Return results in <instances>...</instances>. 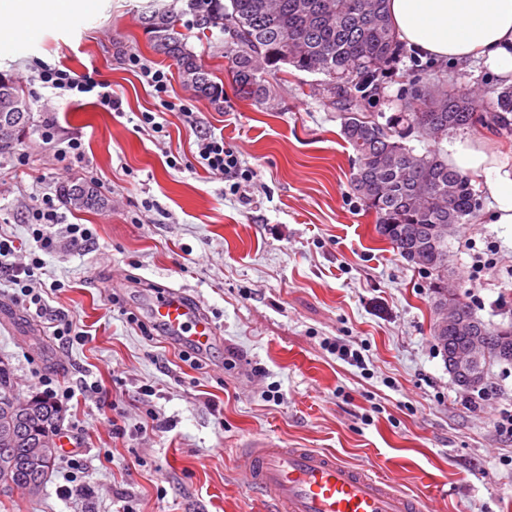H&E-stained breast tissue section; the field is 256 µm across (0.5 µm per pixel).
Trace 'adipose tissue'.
<instances>
[{
	"mask_svg": "<svg viewBox=\"0 0 512 512\" xmlns=\"http://www.w3.org/2000/svg\"><path fill=\"white\" fill-rule=\"evenodd\" d=\"M79 0H0V39L25 37L35 21L71 20ZM398 39L420 55L456 64L480 61L497 80L512 83V0H388ZM457 170H484L499 211L512 224V173L489 165L484 153L464 150L448 159Z\"/></svg>",
	"mask_w": 512,
	"mask_h": 512,
	"instance_id": "obj_1",
	"label": "adipose tissue"
}]
</instances>
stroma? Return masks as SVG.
<instances>
[{
    "instance_id": "35a3bbf8",
    "label": "stroma",
    "mask_w": 512,
    "mask_h": 512,
    "mask_svg": "<svg viewBox=\"0 0 512 512\" xmlns=\"http://www.w3.org/2000/svg\"><path fill=\"white\" fill-rule=\"evenodd\" d=\"M87 2L71 25L44 22L32 41L0 45V76L32 105L30 126L0 155V234L30 244L28 205L64 185L95 183L108 201L102 211L60 205L57 246L40 277L43 314L15 301L0 276V362L16 394H38L41 374L80 391L59 425L72 449L57 456L37 496L0 493V512H273L236 466L244 443L266 435L286 448L335 452L412 496L438 486L435 512H512V438L494 428L512 406V363L489 366L482 407H469L430 332L429 275L380 240L351 189L354 152L323 104L324 75L271 73L267 102L241 98L224 34H199L188 14V45L224 86L217 106L153 51L142 22L153 0ZM133 52L169 73L171 99L192 119L153 97L127 64ZM42 63L111 84L121 112L42 87ZM415 79L466 92L497 84L477 64L415 66L405 49L381 83L378 111L396 112ZM145 111L162 113L166 136L139 127ZM207 131L253 171L248 201L195 166ZM77 135L84 157L59 160ZM436 145L512 164V142L484 130H457ZM470 178L479 207L449 237V266L477 317L509 323L512 224L492 223L486 178ZM69 224L94 228V241L73 246ZM161 286L200 300L216 324L220 337L201 362L184 359L173 338L142 331L151 290ZM115 291L122 307L110 302ZM57 317L87 331V341L54 339ZM336 339L362 364L331 354L326 344ZM85 381L104 397L81 392ZM147 385L153 395H144ZM74 481L93 498L61 497L59 487Z\"/></svg>"
}]
</instances>
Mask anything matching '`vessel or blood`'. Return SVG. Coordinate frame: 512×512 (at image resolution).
<instances>
[{"label": "vessel or blood", "mask_w": 512, "mask_h": 512, "mask_svg": "<svg viewBox=\"0 0 512 512\" xmlns=\"http://www.w3.org/2000/svg\"><path fill=\"white\" fill-rule=\"evenodd\" d=\"M149 311L162 330L194 349L207 350L217 339V328L200 302L183 290L158 292ZM237 468L249 487L271 498L275 512H431L391 480L328 451L259 439L247 443Z\"/></svg>", "instance_id": "vessel-or-blood-1"}]
</instances>
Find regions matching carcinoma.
<instances>
[{
	"label": "carcinoma",
	"mask_w": 512,
	"mask_h": 512,
	"mask_svg": "<svg viewBox=\"0 0 512 512\" xmlns=\"http://www.w3.org/2000/svg\"><path fill=\"white\" fill-rule=\"evenodd\" d=\"M198 28L218 29L228 36L234 57L233 80L244 98L266 97L267 70L290 65L328 78L327 105L341 120V134L355 153L350 177L354 194L375 216V231L411 265L431 275L432 312L448 304L466 315L472 333L492 347L512 348V323L496 327L475 316L457 288L448 287V237L465 224L478 202L471 179L448 164V154L408 145L416 134L432 141L448 132L473 128L512 137V86L493 92L487 101L454 88H432L412 82L404 91L403 111L385 116L373 111V97L385 68L399 50L386 0H188ZM153 50L175 62L178 73L197 97L222 103L224 87L187 46L178 19L166 8L145 17ZM26 105L21 87L0 78V123L15 104ZM29 126L11 127L9 138L0 129V154L9 152ZM76 210H103L108 201L92 183L61 189ZM431 334L442 356L466 344L450 325L432 319ZM16 400L9 368L0 365V411ZM61 419L53 403L27 400V419L10 454L22 459L32 442L56 435Z\"/></svg>",
	"instance_id": "1"
}]
</instances>
